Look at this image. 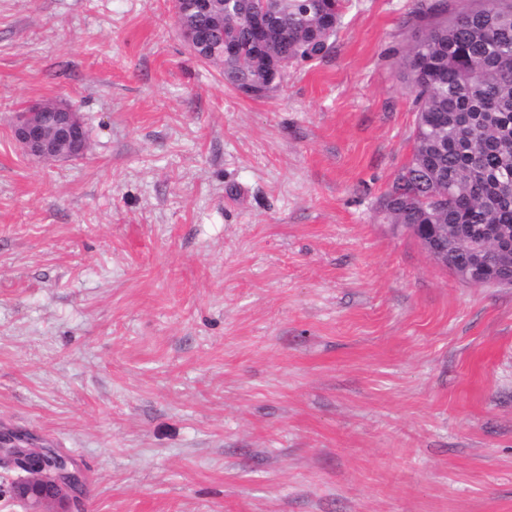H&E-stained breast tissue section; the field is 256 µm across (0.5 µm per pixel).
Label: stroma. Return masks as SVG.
Segmentation results:
<instances>
[{
    "label": "stroma",
    "mask_w": 512,
    "mask_h": 512,
    "mask_svg": "<svg viewBox=\"0 0 512 512\" xmlns=\"http://www.w3.org/2000/svg\"><path fill=\"white\" fill-rule=\"evenodd\" d=\"M418 0H348L326 57L243 95L172 0H0V428L77 512H512V285L382 211ZM64 100L81 156L16 113ZM12 134L23 152L36 158L79 156L87 147L79 113L63 101L43 103L19 113ZM29 438L15 431L0 430V462L6 459L15 469L26 474L14 487L17 498L29 512H46L51 503L63 512H72L83 494L84 480L78 465L51 448H30ZM44 484H54L63 496L40 492Z\"/></svg>",
    "instance_id": "1"
}]
</instances>
